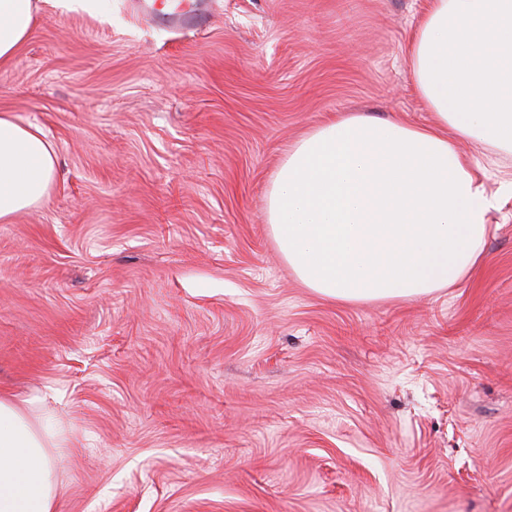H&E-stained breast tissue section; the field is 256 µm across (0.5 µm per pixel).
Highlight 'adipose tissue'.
<instances>
[{
    "label": "adipose tissue",
    "mask_w": 512,
    "mask_h": 512,
    "mask_svg": "<svg viewBox=\"0 0 512 512\" xmlns=\"http://www.w3.org/2000/svg\"><path fill=\"white\" fill-rule=\"evenodd\" d=\"M34 23L33 0H0V65ZM417 95L432 121L339 113L305 133L268 188L266 222L296 278L339 301L432 295L484 261L489 214L512 172L489 190L457 142L512 156V0H431L410 43ZM56 169L39 127L0 115V223L39 205ZM64 433L0 397V512H55L53 448Z\"/></svg>",
    "instance_id": "ef3b65f1"
}]
</instances>
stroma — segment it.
<instances>
[{"mask_svg": "<svg viewBox=\"0 0 512 512\" xmlns=\"http://www.w3.org/2000/svg\"><path fill=\"white\" fill-rule=\"evenodd\" d=\"M0 113L47 200L0 223V392L72 434L56 512H512V198L432 296L304 288L265 219L289 147L339 112L426 125L430 0H35ZM150 13L156 22L168 23L182 29L203 28L209 20L207 11L202 7L191 11L177 9L168 14H162L156 10H150Z\"/></svg>", "mask_w": 512, "mask_h": 512, "instance_id": "35a3bbf8", "label": "stroma"}]
</instances>
